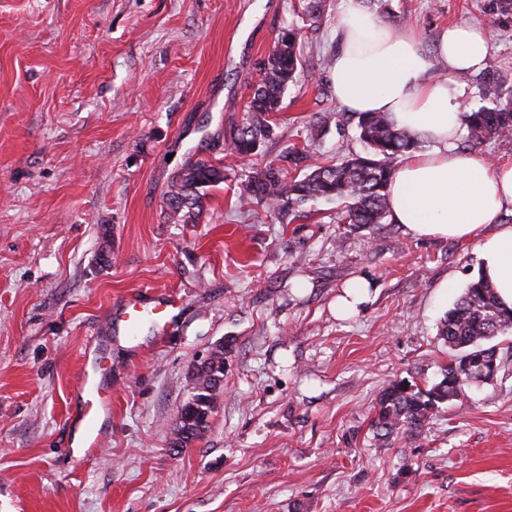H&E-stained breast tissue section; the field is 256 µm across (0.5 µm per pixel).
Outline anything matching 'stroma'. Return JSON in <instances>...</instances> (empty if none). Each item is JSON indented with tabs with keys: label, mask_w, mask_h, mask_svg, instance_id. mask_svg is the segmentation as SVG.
<instances>
[{
	"label": "stroma",
	"mask_w": 512,
	"mask_h": 512,
	"mask_svg": "<svg viewBox=\"0 0 512 512\" xmlns=\"http://www.w3.org/2000/svg\"><path fill=\"white\" fill-rule=\"evenodd\" d=\"M342 0L319 23L302 0H0V512H512V333L494 381L440 405L419 435L378 441L380 391L434 382L437 327L477 276L473 241L337 223V203L298 216L240 208L241 123L280 29H302L260 169L362 152L354 120L306 144L336 109L329 61ZM372 14L416 29L490 33L512 72L504 0H389ZM224 166L200 223L164 214L187 157ZM108 251V263L99 260ZM371 300L336 316L342 286ZM176 301L137 336L127 298ZM229 342L224 393L201 440L173 450L194 393L189 366ZM98 388L97 445L74 447L82 378Z\"/></svg>",
	"instance_id": "obj_1"
}]
</instances>
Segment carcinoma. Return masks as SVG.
Instances as JSON below:
<instances>
[{"label": "carcinoma", "instance_id": "1", "mask_svg": "<svg viewBox=\"0 0 512 512\" xmlns=\"http://www.w3.org/2000/svg\"><path fill=\"white\" fill-rule=\"evenodd\" d=\"M301 29L292 25L279 32L274 49L263 62L261 77L246 107L241 125L224 137L225 152L233 157H251L275 135L274 115L283 96L303 67L299 51ZM487 104L470 113L466 143L480 147L512 137V75L495 70L486 75ZM337 112H318L307 127V140L321 138L327 126L337 121ZM356 131L365 150L336 164L318 165L298 178L273 164L246 175L239 194L241 204L263 203L279 213L296 211L310 201L336 200L344 207L336 221L355 229L390 224L388 185L397 157L423 147L419 137L398 127L385 112H360ZM224 183V167L202 159L186 158L175 173L166 197V219L175 224H197L204 190ZM512 330V310L500 307L494 288L480 278L472 280L440 322L438 336L454 351L441 367V378L428 389L396 381L383 388L375 406L372 427L379 440L398 434L417 435L432 419L438 405L459 401L465 388L477 383L461 371L463 360L497 362V336ZM210 395L197 392L187 401L194 405L182 423L181 447L200 439L209 429L214 410Z\"/></svg>", "mask_w": 512, "mask_h": 512}]
</instances>
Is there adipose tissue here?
Listing matches in <instances>:
<instances>
[{
  "label": "adipose tissue",
  "mask_w": 512,
  "mask_h": 512,
  "mask_svg": "<svg viewBox=\"0 0 512 512\" xmlns=\"http://www.w3.org/2000/svg\"><path fill=\"white\" fill-rule=\"evenodd\" d=\"M489 33L452 26L439 40L449 79L434 81L420 37L396 31L367 13L360 0H343L336 21L332 85L350 112H385L399 126L429 141L426 150L402 156L389 188L394 220L414 236L474 240L479 273L512 308V163L460 149L468 115L455 75L488 65Z\"/></svg>",
  "instance_id": "obj_1"
}]
</instances>
